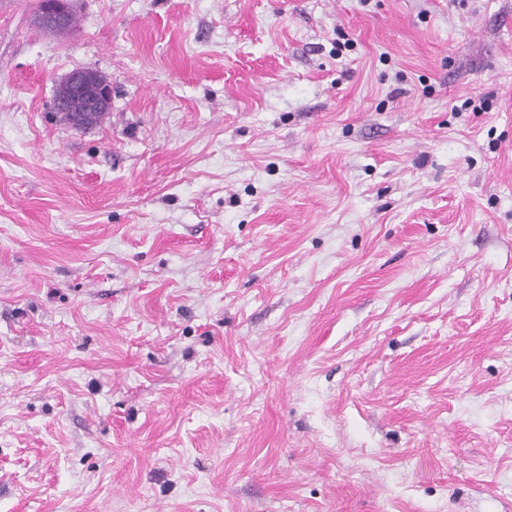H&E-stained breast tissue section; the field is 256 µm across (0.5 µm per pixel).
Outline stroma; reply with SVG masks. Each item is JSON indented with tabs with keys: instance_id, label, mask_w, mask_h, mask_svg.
Wrapping results in <instances>:
<instances>
[{
	"instance_id": "35a3bbf8",
	"label": "stroma",
	"mask_w": 512,
	"mask_h": 512,
	"mask_svg": "<svg viewBox=\"0 0 512 512\" xmlns=\"http://www.w3.org/2000/svg\"><path fill=\"white\" fill-rule=\"evenodd\" d=\"M75 6L0 0V512H512V0ZM73 2V0H41V9L38 14L41 27L45 31L53 30L51 33L60 32L70 28L75 21L73 17H71L67 26L59 30H54L64 26L67 23L68 19L73 13ZM59 85L68 89L70 98H55L53 109L64 114L75 129L97 126L112 108V83L98 71H71L59 80Z\"/></svg>"
}]
</instances>
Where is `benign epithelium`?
I'll list each match as a JSON object with an SVG mask.
<instances>
[{
	"instance_id": "7a95c632",
	"label": "benign epithelium",
	"mask_w": 512,
	"mask_h": 512,
	"mask_svg": "<svg viewBox=\"0 0 512 512\" xmlns=\"http://www.w3.org/2000/svg\"><path fill=\"white\" fill-rule=\"evenodd\" d=\"M72 3L73 0H41L38 14L41 27L50 31L64 26L73 13ZM59 84L68 89L70 97L54 99L53 109L65 115L76 129L98 125L112 108V82L95 70L71 71Z\"/></svg>"
}]
</instances>
